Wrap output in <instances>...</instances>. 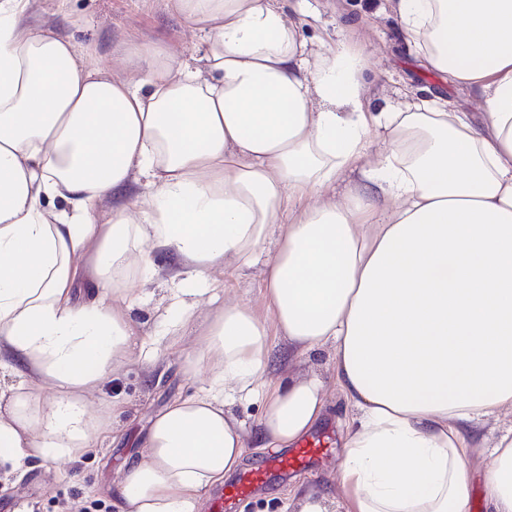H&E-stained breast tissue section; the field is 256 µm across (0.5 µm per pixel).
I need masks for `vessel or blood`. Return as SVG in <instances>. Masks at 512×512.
<instances>
[{
  "mask_svg": "<svg viewBox=\"0 0 512 512\" xmlns=\"http://www.w3.org/2000/svg\"><path fill=\"white\" fill-rule=\"evenodd\" d=\"M321 452L320 442L306 441L291 452L270 457L261 467L243 472L236 481L225 487L223 495L213 498L211 512H224L228 503L250 493L277 473L306 468Z\"/></svg>",
  "mask_w": 512,
  "mask_h": 512,
  "instance_id": "1",
  "label": "vessel or blood"
}]
</instances>
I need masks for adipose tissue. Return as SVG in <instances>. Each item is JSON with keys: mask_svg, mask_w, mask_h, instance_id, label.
Masks as SVG:
<instances>
[{"mask_svg": "<svg viewBox=\"0 0 512 512\" xmlns=\"http://www.w3.org/2000/svg\"><path fill=\"white\" fill-rule=\"evenodd\" d=\"M389 2L480 122L444 98L370 110L363 50L309 53L279 0H169L197 62L131 41L123 78L43 27L36 0H0V360L24 378L0 402V461L77 455L112 427L90 397L129 357L138 274L161 250L159 337L206 308L187 368L207 385L155 417L114 486L120 512H201L246 448L296 445L334 392L359 415L295 512H468L476 473L512 512V431L490 448L481 434L512 414V0ZM271 238L266 317L207 304ZM273 335L292 364L332 347L334 386L299 373L279 388ZM254 398L251 433L232 405Z\"/></svg>", "mask_w": 512, "mask_h": 512, "instance_id": "adipose-tissue-1", "label": "adipose tissue"}]
</instances>
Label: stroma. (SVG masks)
<instances>
[{
	"label": "stroma",
	"instance_id": "35a3bbf8",
	"mask_svg": "<svg viewBox=\"0 0 512 512\" xmlns=\"http://www.w3.org/2000/svg\"><path fill=\"white\" fill-rule=\"evenodd\" d=\"M385 4L386 0H340L346 13L358 20L352 38L364 47L368 73L376 78L371 108L381 109L388 101L465 97V87L420 65L399 21L385 11ZM38 7L47 26L79 46L96 44L102 63L111 64L116 76L127 74L118 57L128 41L164 42L180 60L194 55L199 41L197 33L168 8L167 0H70L72 16L81 19L77 25L58 13L57 0H39ZM295 20L300 37L311 49L335 40L343 24L341 16L324 9L322 0H308L305 14L296 15ZM275 250V241H268L249 268L226 281L227 288L260 315L266 311L265 262ZM167 296L162 276L144 284L131 311L137 343L130 359L90 397L97 407L120 405L122 414L115 431L100 436L88 453L77 458H27L15 470L1 465L0 512H62L67 504L84 512H117L111 487L140 452L154 416L168 399L195 394L205 384L204 375L193 376L185 369L200 316L186 324L184 339L177 346L167 347L157 339ZM356 415L355 407L333 397L317 427L318 432L331 434L326 453L308 471L276 476L241 497L231 512H283L296 482H319L327 477L340 455L339 423Z\"/></svg>",
	"mask_w": 512,
	"mask_h": 512
}]
</instances>
